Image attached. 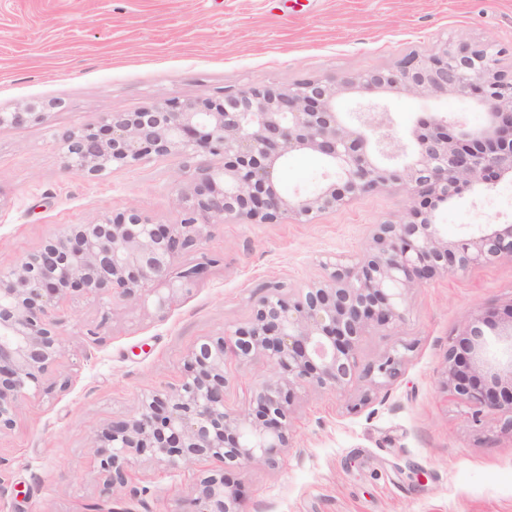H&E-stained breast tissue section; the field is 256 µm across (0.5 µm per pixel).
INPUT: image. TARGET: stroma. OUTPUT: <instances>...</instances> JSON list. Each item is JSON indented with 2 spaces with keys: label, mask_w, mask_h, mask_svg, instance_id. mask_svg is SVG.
Wrapping results in <instances>:
<instances>
[{
  "label": "stroma",
  "mask_w": 512,
  "mask_h": 512,
  "mask_svg": "<svg viewBox=\"0 0 512 512\" xmlns=\"http://www.w3.org/2000/svg\"><path fill=\"white\" fill-rule=\"evenodd\" d=\"M460 36L495 42L503 68L512 67V0H0V113L26 103L51 108L47 122L0 128V266L64 224L128 210L181 220L173 204L181 159L90 178L67 169L63 132L171 99L218 101L267 84L393 68ZM383 100L405 142L429 112L473 128L486 121L462 97ZM325 169L316 155L294 153L277 173L279 190L313 194ZM409 205L403 192L380 189L307 223L215 225L179 262L210 260L206 277L162 313L135 301L69 300L56 370L0 435V457L9 461L0 512H178L221 462L176 470L144 458L128 487L108 498L98 434L143 394L175 384L196 341L245 325L268 293L295 297L328 265L357 262L378 225ZM434 220L452 239L512 224V176L439 204ZM479 309L506 321L512 257L412 289L404 321L361 338L359 368L344 390L298 386L278 465L230 471L250 512H512V431L498 415L473 421L443 385L447 352ZM394 349L403 355L397 378L366 376L365 367ZM225 371L227 404L237 409L269 367L231 361Z\"/></svg>",
  "instance_id": "35a3bbf8"
}]
</instances>
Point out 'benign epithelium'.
<instances>
[{
  "mask_svg": "<svg viewBox=\"0 0 512 512\" xmlns=\"http://www.w3.org/2000/svg\"><path fill=\"white\" fill-rule=\"evenodd\" d=\"M500 51L464 37L406 56L397 67L339 80L305 79L264 85L214 101H169L133 112H111L98 124L62 135L67 168L96 177L154 158L183 159L192 171L177 184L178 224L137 211L87 224H65L13 266L0 268V434L13 429L18 406L52 373L62 356L60 305L84 292L98 300H152L162 312L175 294L207 271L177 262L199 248L207 228L231 219L278 224L343 206L385 188L408 194L406 214L379 225L370 250L352 265L334 263L326 278L295 301L261 297L249 324L206 337L188 353L176 384L139 399L132 412L98 434L103 494L129 484L148 455L172 468L203 459L237 465H273L288 448L290 401L308 383L334 391L355 377L356 344L375 326L405 319L411 289L439 275L512 257V224H492L450 240L433 220L440 203L512 175V70ZM465 97L487 116L481 128L438 115L419 120L407 148L388 113L373 97L382 91ZM351 93L363 96L356 122L337 112ZM29 104L1 112V128L45 121ZM327 165L313 195L286 198L275 172L295 151ZM219 157L222 164L212 162ZM470 315L459 345L447 354L444 384L480 421L484 413L507 417L512 430V309L501 335L509 337L505 364L487 357L483 327ZM264 359L270 375L240 409L226 405L228 361ZM402 355L388 353L367 370L379 379L399 374ZM240 484L222 473L202 478L177 512H247Z\"/></svg>",
  "mask_w": 512,
  "mask_h": 512,
  "instance_id": "7a95c632",
  "label": "benign epithelium"
}]
</instances>
